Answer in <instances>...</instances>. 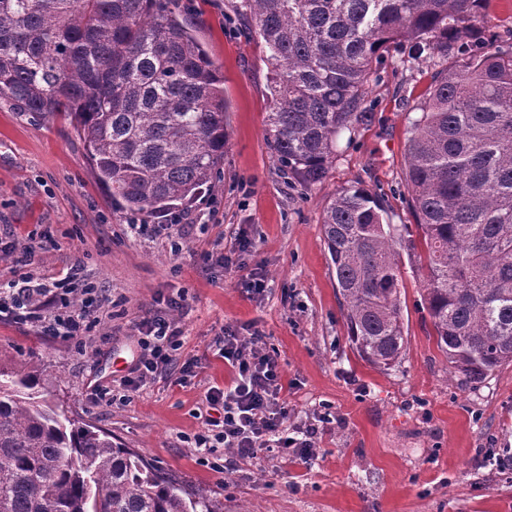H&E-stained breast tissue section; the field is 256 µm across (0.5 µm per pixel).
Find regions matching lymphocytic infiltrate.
<instances>
[{"label":"lymphocytic infiltrate","mask_w":512,"mask_h":512,"mask_svg":"<svg viewBox=\"0 0 512 512\" xmlns=\"http://www.w3.org/2000/svg\"><path fill=\"white\" fill-rule=\"evenodd\" d=\"M81 279V266L73 264L40 279L0 282V314L41 325L51 335L67 341L82 339L91 323L87 307L73 305L63 312L55 309L59 287L78 286ZM132 332L141 355L135 376L126 380V387L140 389L164 372L173 375L175 384H182L185 370L177 365L183 336L179 318L153 313L136 322ZM218 348L237 377L230 387H213L205 395L208 407L219 410L220 415L206 418V431L194 438L199 458L208 459L222 449L248 457L277 448H297L302 455L311 456L315 429L305 430L299 439L285 434L288 410L282 397L279 362L277 356L265 352L262 336L245 338L227 329L218 338Z\"/></svg>","instance_id":"lymphocytic-infiltrate-1"}]
</instances>
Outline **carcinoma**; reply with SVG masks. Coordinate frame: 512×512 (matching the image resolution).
<instances>
[{"mask_svg":"<svg viewBox=\"0 0 512 512\" xmlns=\"http://www.w3.org/2000/svg\"><path fill=\"white\" fill-rule=\"evenodd\" d=\"M487 0H240L270 67L266 140L305 186L368 120L392 47L439 63L407 130L404 181L450 368L481 380L512 362V43L482 33ZM0 97L70 122L97 183L160 214L214 186L224 74L177 0H0ZM322 234L358 355L389 370L407 347L400 229L377 195L336 191ZM41 369L0 368V512H220L129 448L40 396Z\"/></svg>","mask_w":512,"mask_h":512,"instance_id":"carcinoma-1","label":"carcinoma"}]
</instances>
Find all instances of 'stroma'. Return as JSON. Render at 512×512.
<instances>
[{
  "label": "stroma",
  "mask_w": 512,
  "mask_h": 512,
  "mask_svg": "<svg viewBox=\"0 0 512 512\" xmlns=\"http://www.w3.org/2000/svg\"><path fill=\"white\" fill-rule=\"evenodd\" d=\"M232 3L179 0L229 101L216 184L177 208L187 221L181 251L125 232L126 212L95 181L69 125L0 98V239L11 244L0 272L39 278L80 263L99 318L76 342L1 317L0 368L41 364L53 403L186 491L205 489L223 512H512V363L476 383L453 372L421 305L420 247L400 251L405 355L387 371L364 361L348 339L321 229L333 193L353 182L378 195L389 223H413L405 132L435 66L390 52L366 95L370 120L341 136L330 177L306 187L266 143V51L244 35ZM216 245L231 265L202 262L201 249ZM258 272L263 292L247 293L244 281ZM176 298L185 385L159 379L122 390L140 355L133 323ZM226 327L260 331L277 353L289 430H320L310 460L226 454L221 473L198 460L205 394L235 378L215 346Z\"/></svg>",
  "instance_id": "35a3bbf8"
}]
</instances>
